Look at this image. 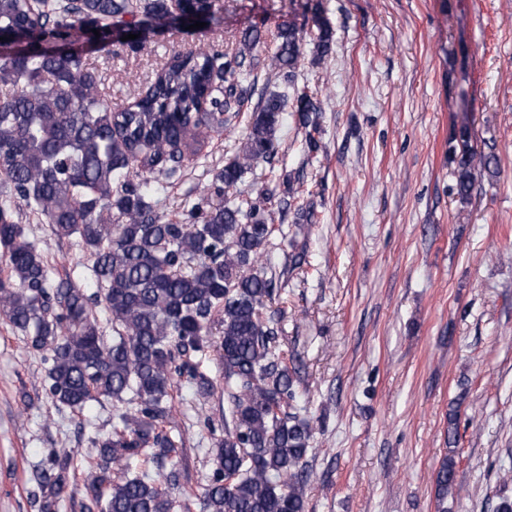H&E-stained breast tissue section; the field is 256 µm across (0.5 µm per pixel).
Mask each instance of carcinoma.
<instances>
[{"instance_id": "obj_1", "label": "carcinoma", "mask_w": 512, "mask_h": 512, "mask_svg": "<svg viewBox=\"0 0 512 512\" xmlns=\"http://www.w3.org/2000/svg\"><path fill=\"white\" fill-rule=\"evenodd\" d=\"M214 0H185L189 13L215 20ZM314 58L331 52L335 31L313 15ZM168 0H0V318L21 331L47 364L45 390L54 404L81 413L112 401V429L88 438L83 467L86 512H174L170 477L133 472L176 453L170 391L181 380L197 399L214 382L187 357L214 348L224 369L233 425L215 439L205 512H305L311 472V421L297 405L300 380L288 367L275 322L266 316L274 279L261 266L275 233L274 190L241 197L238 186L257 164L274 161L285 112H296L308 152L320 106L304 89L271 92L253 108L238 156L216 175L214 204L201 197L178 216L159 212V195L177 185L200 152L198 130L221 135L248 109L258 77L260 33H245L233 54L201 48L175 56L144 95L115 108L86 57L108 51L130 32L137 50L176 29ZM100 36H95L93 30ZM303 35L278 27L267 67L292 84ZM453 192L471 200L478 177L498 160L455 129ZM24 204L59 238H77L93 258L96 302L109 314L107 336L86 290L52 278V267L17 218ZM220 336L212 339L214 324ZM71 458L53 452L36 472L39 512H57ZM456 461L435 475L439 512L455 489Z\"/></svg>"}]
</instances>
